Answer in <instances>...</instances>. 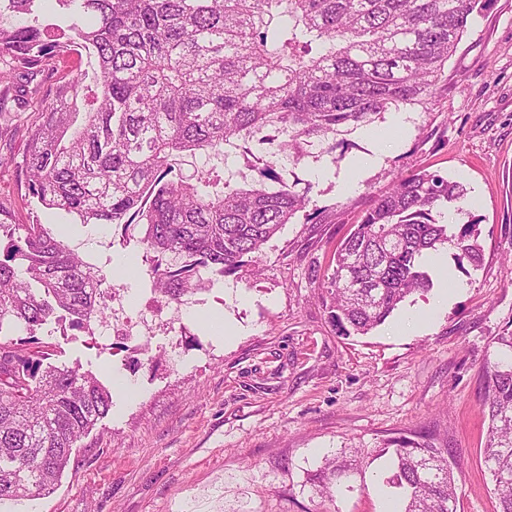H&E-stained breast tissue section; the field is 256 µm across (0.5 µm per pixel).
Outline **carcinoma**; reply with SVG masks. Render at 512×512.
<instances>
[{
  "instance_id": "obj_1",
  "label": "carcinoma",
  "mask_w": 512,
  "mask_h": 512,
  "mask_svg": "<svg viewBox=\"0 0 512 512\" xmlns=\"http://www.w3.org/2000/svg\"><path fill=\"white\" fill-rule=\"evenodd\" d=\"M42 0H0L31 16L0 25V99L35 98L32 86L59 44L36 15ZM482 0H56L79 20L69 42L93 52L97 91L75 73L39 102L20 167L39 207L122 238L140 227L153 253V291L176 303L199 290L205 268L235 277L303 211L307 192L268 163L251 188L175 169L198 152L233 146L272 128L303 146L367 126L404 105L425 107L469 17ZM447 176L412 171L363 213L337 246L325 286L342 336L365 335L409 296L433 286L423 257L449 245L459 268L479 266L480 219L453 231L444 209L465 199ZM102 270L84 262L49 224L0 220V500L55 490L77 443L106 417L112 392L91 371L48 362L37 337L50 320L95 336L105 322ZM13 330L24 338H9ZM486 365L489 425L483 462L499 512H512V330L495 337ZM402 512H457L458 463L426 439L392 437ZM355 466L332 460L320 495Z\"/></svg>"
}]
</instances>
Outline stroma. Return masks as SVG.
Segmentation results:
<instances>
[{"label":"stroma","mask_w":512,"mask_h":512,"mask_svg":"<svg viewBox=\"0 0 512 512\" xmlns=\"http://www.w3.org/2000/svg\"><path fill=\"white\" fill-rule=\"evenodd\" d=\"M77 48L47 66L39 95L70 72L94 75ZM39 119L34 102L0 106V207L14 224H63V240L107 274L124 299L95 336L52 321L39 333L53 364L79 366L111 386L113 407L71 456L53 493L26 512H382L400 498L386 439L423 434L456 456L458 512H497L481 458L488 418L480 396L492 340L512 330V0H486L444 68L428 108L403 106L345 132L344 154L310 147L301 161L270 158L262 135L187 157L179 166L217 172L248 187L266 161L281 179L309 187L304 213L269 241L258 272L220 278L184 296L179 320L158 325L162 302L148 263L116 266L138 238L121 243L107 224H74L48 210L31 214L20 163ZM426 169L461 181L455 225L478 216V268L429 265L432 288L411 295L366 335L342 336L319 296L334 252L359 214L401 176ZM317 221H310V213ZM136 336H116L124 316ZM217 319L233 329L209 327ZM155 369H130L141 347ZM364 448L359 468L327 499L315 494L326 459Z\"/></svg>","instance_id":"obj_1"}]
</instances>
